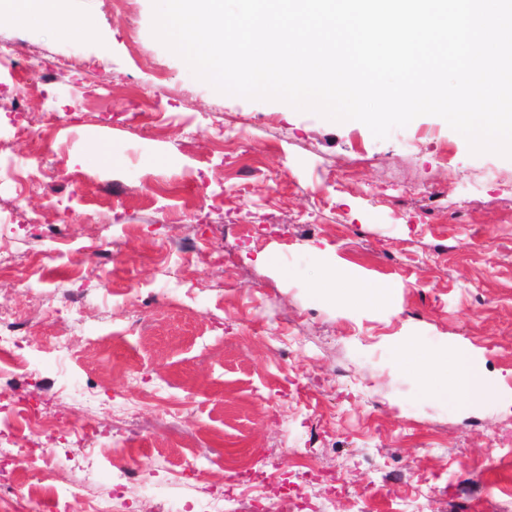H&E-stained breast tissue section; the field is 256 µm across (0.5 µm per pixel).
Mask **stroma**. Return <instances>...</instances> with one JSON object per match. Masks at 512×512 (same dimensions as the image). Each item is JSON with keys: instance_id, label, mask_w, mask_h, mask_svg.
I'll use <instances>...</instances> for the list:
<instances>
[{"instance_id": "1", "label": "stroma", "mask_w": 512, "mask_h": 512, "mask_svg": "<svg viewBox=\"0 0 512 512\" xmlns=\"http://www.w3.org/2000/svg\"><path fill=\"white\" fill-rule=\"evenodd\" d=\"M65 15L92 33L0 23L13 50L0 57V139L18 172L0 178V203L31 218L0 231L20 259L0 272V301L29 340L0 405L48 403L98 444L71 449L51 482L26 457L13 469L43 499L72 481L85 500L107 496L119 458L174 496L223 495L228 512L254 493L277 512L284 483L314 512H357L373 486L370 512H495L512 493V158L471 153L433 115L378 139L219 93L154 38L152 0H67ZM61 56L68 69L43 80ZM26 58L31 90L15 108ZM34 161L45 186L20 182ZM327 272L390 297L326 302ZM407 342L416 363L399 356ZM459 348L493 390L470 406L419 368ZM490 456L501 469L484 470ZM369 457L398 478L381 483Z\"/></svg>"}]
</instances>
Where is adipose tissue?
I'll return each mask as SVG.
<instances>
[{
    "label": "adipose tissue",
    "mask_w": 512,
    "mask_h": 512,
    "mask_svg": "<svg viewBox=\"0 0 512 512\" xmlns=\"http://www.w3.org/2000/svg\"><path fill=\"white\" fill-rule=\"evenodd\" d=\"M64 10L65 0H0V19L19 22L38 31L52 32L58 39L68 40L91 31L89 19L63 21ZM441 391L465 404L491 394L475 363L464 354L455 358L453 374Z\"/></svg>",
    "instance_id": "obj_1"
}]
</instances>
